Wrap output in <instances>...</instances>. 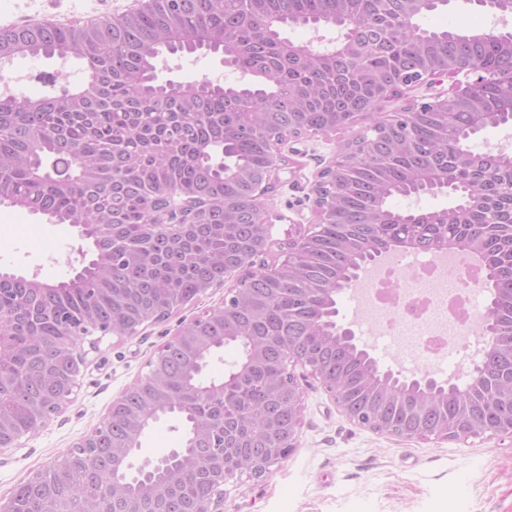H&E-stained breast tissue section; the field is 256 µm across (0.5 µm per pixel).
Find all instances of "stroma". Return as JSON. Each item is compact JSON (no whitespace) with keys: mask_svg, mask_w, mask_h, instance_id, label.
Instances as JSON below:
<instances>
[{"mask_svg":"<svg viewBox=\"0 0 512 512\" xmlns=\"http://www.w3.org/2000/svg\"><path fill=\"white\" fill-rule=\"evenodd\" d=\"M133 0H0V26L28 21L102 20L132 8ZM484 11L471 0H450L447 6L419 20L434 31H483ZM57 58L15 59L0 67V82L14 72L35 70L45 82L28 83L23 93L38 98L53 93L51 76ZM221 75L223 83H239L240 72L225 66L212 52L167 56L159 77L187 80ZM345 134L307 135L289 142V173L277 191L262 197L273 217L272 239L284 240L289 227L314 219L310 188L316 174L332 159ZM87 246L75 228L50 224L12 207L0 206V271L48 283L66 281L87 264ZM227 275L164 321L139 327L131 337L103 336L88 356L63 411L38 431L0 450V497L34 473L52 465L89 436L115 401L149 374L161 345L182 323L222 306ZM355 300L343 293L338 301L339 324L354 326L360 346L382 369L411 375V359L390 337L357 325ZM302 413L297 446L288 459L261 476L244 472L223 487L220 512H512V436L483 435L465 441L404 440L380 434L350 421L317 382L302 383ZM180 420L166 416L154 422L142 439L139 459L155 458L182 447Z\"/></svg>","mask_w":512,"mask_h":512,"instance_id":"35a3bbf8","label":"stroma"}]
</instances>
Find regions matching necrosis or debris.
<instances>
[{
	"instance_id": "necrosis-or-debris-1",
	"label": "necrosis or debris",
	"mask_w": 512,
	"mask_h": 512,
	"mask_svg": "<svg viewBox=\"0 0 512 512\" xmlns=\"http://www.w3.org/2000/svg\"><path fill=\"white\" fill-rule=\"evenodd\" d=\"M401 268L409 270L410 280L395 279ZM470 287L434 254H424L419 262L407 254L368 282L367 319L421 355L437 354L447 347L449 337L468 335L481 318L480 307L462 298Z\"/></svg>"
}]
</instances>
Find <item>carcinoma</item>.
Instances as JSON below:
<instances>
[{
  "mask_svg": "<svg viewBox=\"0 0 512 512\" xmlns=\"http://www.w3.org/2000/svg\"><path fill=\"white\" fill-rule=\"evenodd\" d=\"M446 4L423 0L408 15L402 0H146L141 11L120 17L0 28V64L23 54L74 56L86 70L84 84L51 96L0 95V204L93 228V258L67 281L0 272V439L37 430L38 417L71 395L65 337L93 325L133 332L240 268L241 256L259 242L255 197L280 134L330 131L381 92L398 94L428 65L493 72L481 92L484 111L495 123L507 119L500 108L512 98V55L501 47V33L473 37L420 27V16ZM287 26L334 27L359 37L362 50L319 65L289 51ZM198 50L223 53L250 81L203 78L189 88L157 82L165 53ZM469 112L459 101L434 100L415 113L409 134L405 121L370 130L356 163L326 175L334 223L284 264L246 273L241 297L185 324L180 335L191 340L158 352L151 363L164 374L162 393L149 378L127 390L62 476L16 487L10 500L20 512H39L48 499L88 512L92 498L112 490V448L129 436V415L151 404L157 416L179 413L189 432L197 421L222 429L197 440L202 456L221 446H276L288 438V400L273 387L291 353L339 379L356 415L380 410L402 428H453L454 395L422 400L404 390L384 400L364 381L367 359L330 339L326 328L337 297L371 251L403 238L436 251L446 238L474 229L496 268L497 316L512 328V238L485 220L494 212L497 223L512 225V166L488 152L464 154ZM436 178L476 199L459 223H448L439 210L390 206L393 197L419 194ZM171 187L187 204L184 219L148 226ZM188 343L200 352L224 344L240 349L224 372V397L199 396V357ZM256 347L264 354L259 363L251 358ZM506 411L484 407L481 397L473 403L485 425ZM221 486L203 462L148 507L194 512Z\"/></svg>",
  "mask_w": 512,
  "mask_h": 512,
  "instance_id": "1",
  "label": "carcinoma"
}]
</instances>
